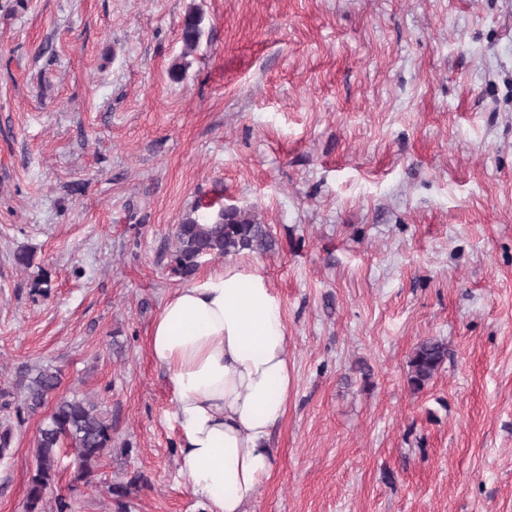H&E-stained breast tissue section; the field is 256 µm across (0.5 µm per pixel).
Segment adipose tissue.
<instances>
[{"instance_id":"ef3b65f1","label":"adipose tissue","mask_w":512,"mask_h":512,"mask_svg":"<svg viewBox=\"0 0 512 512\" xmlns=\"http://www.w3.org/2000/svg\"><path fill=\"white\" fill-rule=\"evenodd\" d=\"M287 348L279 298L233 262L176 291L154 320L149 349L176 396L182 469L212 512H245L274 469L267 442L293 387Z\"/></svg>"}]
</instances>
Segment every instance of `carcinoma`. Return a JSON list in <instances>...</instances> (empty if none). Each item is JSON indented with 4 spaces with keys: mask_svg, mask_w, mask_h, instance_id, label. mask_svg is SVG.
<instances>
[{
    "mask_svg": "<svg viewBox=\"0 0 512 512\" xmlns=\"http://www.w3.org/2000/svg\"><path fill=\"white\" fill-rule=\"evenodd\" d=\"M202 16L189 12L182 25V41L193 49L201 36ZM274 240L268 227L258 223L249 213L237 208L223 210L214 219H200L188 214L175 231L176 270L182 276L195 274L199 260L206 256H228L243 250L267 252ZM448 357V346L429 338L420 342L410 355L408 384L412 391L422 390L440 371ZM60 384L59 371L50 366L29 368L12 385L0 391L3 406L14 394L20 404L15 408L17 422L38 414ZM35 469L27 487L29 512H44L43 500L54 483L60 467L62 449L71 451L80 475L94 476L99 461L112 451V423L87 399L60 398L43 419L35 443Z\"/></svg>",
    "mask_w": 512,
    "mask_h": 512,
    "instance_id": "cac0c4a2",
    "label": "carcinoma"
}]
</instances>
